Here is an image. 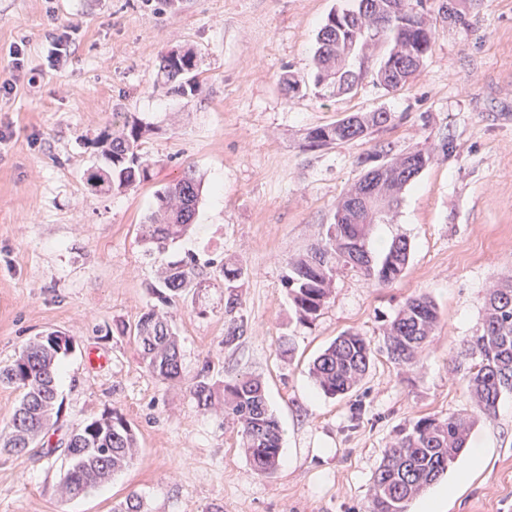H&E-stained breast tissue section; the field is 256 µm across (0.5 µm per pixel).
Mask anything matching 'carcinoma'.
Returning a JSON list of instances; mask_svg holds the SVG:
<instances>
[{
    "label": "carcinoma",
    "mask_w": 512,
    "mask_h": 512,
    "mask_svg": "<svg viewBox=\"0 0 512 512\" xmlns=\"http://www.w3.org/2000/svg\"><path fill=\"white\" fill-rule=\"evenodd\" d=\"M351 25L344 30L323 24L317 35L315 68L330 69L333 77L324 85L329 95L342 91L349 71L342 62L354 51L372 40L391 45L395 39L416 38L394 17L386 28L375 25L373 14L361 7L351 10ZM198 56L191 48L178 56L167 53L161 57L158 75L167 93L173 96L193 95ZM387 123L375 112L354 113L332 124L309 129L307 138L319 141L318 147L340 145L359 135L370 136L374 129ZM114 130L104 129L96 145L105 166L87 171V186L96 193L123 192L144 184L152 178L153 163L142 152V144L152 131L149 124L120 113L112 122ZM407 179L391 178L382 193L385 209L364 211L363 222L386 224L400 203ZM201 194V183L193 170L166 185L155 194V208L141 225V240L149 254H162L169 243L184 236L192 226ZM368 235L357 224L323 225L320 241L302 255L288 260L284 286L295 307L298 319L309 321L319 316L329 303L336 271H354L366 280L388 284L404 272L410 245L396 238L379 260L367 248ZM213 279L224 282L227 291L225 313L231 314L239 305L238 282L246 276L244 268L224 261L206 263ZM162 290L158 299L168 304L185 291L201 287L203 266L187 256L172 261L160 272ZM438 324L435 304L425 295L410 298L383 331V352L398 365L420 361L428 338ZM136 342L147 368L164 379L182 375L177 337L165 313L155 309L143 314L135 326ZM67 352L50 346L26 347L8 364L0 367V383L21 391V399L6 425L0 429V449L22 454L26 447L18 444L15 432L18 421H30L36 431L47 434L54 415L58 414L56 374L58 363ZM374 350L366 337L347 332L313 362L311 374L319 389L327 396H345L356 390L368 373ZM457 356L470 360L466 373L468 390L475 400L476 413L490 418L496 414L505 393H512V281L495 286L485 299L483 326L480 334L463 343ZM191 393L198 406L207 408L215 398L213 385L207 377L193 379ZM224 412L239 426L243 447L251 465L259 474H269L279 464L281 427L271 412L260 379L242 375L224 382ZM474 415L452 413L445 419L424 416L397 431V441L389 448L373 476V494L369 512H406L407 503L424 487L438 481L463 451ZM74 447L66 448L68 468L61 491L76 498L107 481L125 469L136 455V437L129 423L121 416L105 413L86 422L73 433Z\"/></svg>",
    "instance_id": "1"
}]
</instances>
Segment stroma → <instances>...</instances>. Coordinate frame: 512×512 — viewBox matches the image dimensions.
Segmentation results:
<instances>
[{
	"label": "stroma",
	"instance_id": "35a3bbf8",
	"mask_svg": "<svg viewBox=\"0 0 512 512\" xmlns=\"http://www.w3.org/2000/svg\"><path fill=\"white\" fill-rule=\"evenodd\" d=\"M446 2L424 0L434 43L403 88L379 84L375 44L346 62L354 90L332 97L315 82L316 37L354 0H0V81L17 43L38 77L0 93V366L47 332L74 342L60 362L55 427L29 452H0V512H112L130 495L143 512H367L399 426L473 410L452 358L480 333L488 288L512 276V0H456L460 25ZM65 28L73 53L54 71L48 36ZM180 47L199 59V90L182 97L157 81L161 57ZM288 73L298 93L284 91ZM374 111L391 120L370 137L308 147L310 128ZM117 112L150 124L153 178L95 194L84 183L101 163L93 141ZM379 144L434 155L368 239L406 238L408 265L386 285L339 272L329 304L299 322L283 286L288 260L319 240ZM187 170L203 186L193 229L151 260L138 226L155 191ZM188 254L248 275L233 314L213 281L168 306L184 377L166 380L145 367L131 332L158 304V263ZM420 294L439 324L419 363L394 364L378 350L383 329ZM233 321L244 332L228 345ZM348 331L377 353L356 392L334 398L310 365ZM201 372L219 387L245 373L262 380L283 431L275 471H254L222 406L198 408L190 380ZM112 411L137 436L134 461L84 496L61 497L69 435ZM486 442L492 456L444 512H512V394L472 425L468 449Z\"/></svg>",
	"mask_w": 512,
	"mask_h": 512
}]
</instances>
